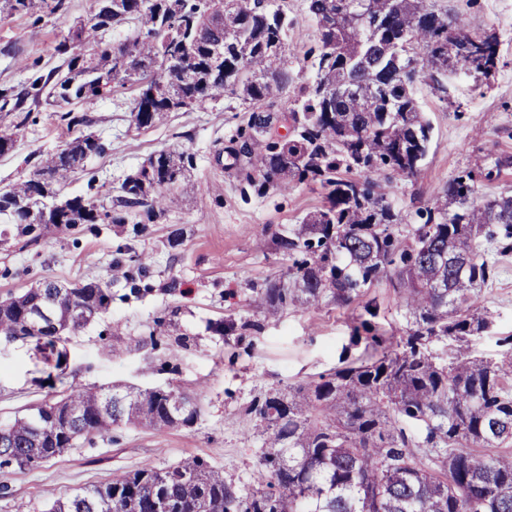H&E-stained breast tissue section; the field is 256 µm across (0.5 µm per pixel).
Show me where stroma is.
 I'll return each instance as SVG.
<instances>
[{"label": "stroma", "instance_id": "1", "mask_svg": "<svg viewBox=\"0 0 512 512\" xmlns=\"http://www.w3.org/2000/svg\"><path fill=\"white\" fill-rule=\"evenodd\" d=\"M291 22L287 68L292 83L277 101L287 108L295 85L314 71L306 55L317 45V28L307 0H282ZM93 0H66L64 10L29 17H0V87L23 90L34 70L61 63L55 48L91 13ZM439 8L463 15L475 33L499 39L498 63L488 80L457 71L416 93L432 138L416 177L395 179L385 191L399 213L400 231L417 224L419 210L443 199L459 172L481 173L479 193L489 199L512 194V0H438ZM134 92L118 89L107 97L74 105L88 120L84 133L102 138L106 152L86 160L65 191L98 200L119 195L124 179L151 155L178 149L191 158L185 179L196 190L154 221L80 224L67 233L42 227L38 241L7 227L0 236V300L50 280L63 285L109 282L108 311L66 346L64 370L54 357L28 342L0 341V425L26 414L66 383L140 389L177 386L195 396L201 414L193 426H120L79 440L73 448L34 469H0V512H47V491L66 496L113 474L144 465L166 467L200 456L223 471L241 493L263 452L254 400L317 381L364 355L352 331L361 301L339 305L322 300L305 307L267 310L257 291L284 274L288 258L275 236L301 223L324 203L317 183L289 182L287 188L259 192L229 156L248 114L238 102L221 99L190 112H173L155 127L136 129ZM12 152L0 156V189L25 178L46 152L68 139L62 110L38 100L30 106ZM183 231L171 246V229ZM147 258L140 293L129 279L130 256ZM485 254L495 275L483 288L484 306L496 314L491 335L473 340L479 357L499 353L498 337L512 335V253L493 247ZM257 322L240 336L214 333L212 322L227 316Z\"/></svg>", "mask_w": 512, "mask_h": 512}]
</instances>
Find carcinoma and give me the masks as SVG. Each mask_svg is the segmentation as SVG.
<instances>
[{
    "mask_svg": "<svg viewBox=\"0 0 512 512\" xmlns=\"http://www.w3.org/2000/svg\"><path fill=\"white\" fill-rule=\"evenodd\" d=\"M316 23V76L296 87L288 132L279 135L275 99L290 82L283 59L290 21L276 0H94L90 17L56 46L64 66L33 73L29 89H0V107L25 111L29 91L58 107L102 98L116 87L136 91L131 113L148 129L169 112H187L221 98L250 113L245 155L248 182L259 191L290 180L312 181L324 204L277 235L288 271L265 283L270 307L309 304L329 296L362 298L385 280L403 300L400 336H367L371 355L322 375L288 394L251 406L266 451L245 495L224 473L193 456L164 468L146 465L113 475L48 512H512V335L498 339L496 359L472 355L469 338L492 327L481 291L494 266L483 243L512 252V195L479 198L472 172L454 177L409 238L398 213L377 190L393 177L419 173L431 138L415 92L435 74L460 68L487 77L499 40L432 0H307ZM64 8V0H0V16H33ZM128 25L118 54L105 38ZM95 46L93 56L74 43ZM20 123L0 129V155L14 148ZM101 138H69L27 179L0 189V215L29 236L42 212L62 232L78 224H126L144 212L150 221L175 198L184 177L177 150L150 156L107 204L63 193L83 161L105 152ZM109 284L40 288L0 301V338L39 350L57 345L104 313ZM454 345L439 363L435 343ZM183 402L174 422L168 394ZM62 400L78 411L69 424L30 412L0 426V469H31L73 446L71 437L101 435L146 422L192 426L198 400L178 387L163 393L70 384Z\"/></svg>",
    "mask_w": 512,
    "mask_h": 512,
    "instance_id": "cac0c4a2",
    "label": "carcinoma"
}]
</instances>
